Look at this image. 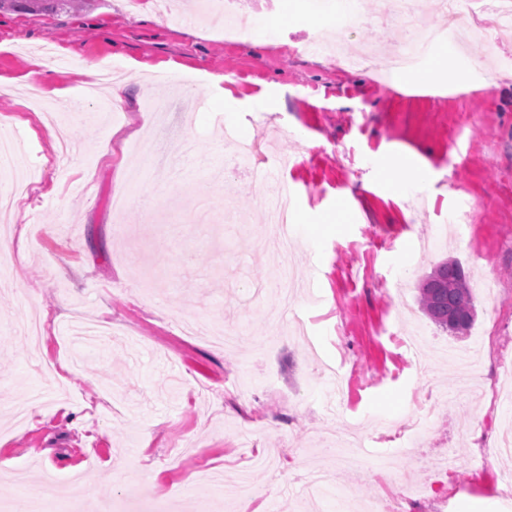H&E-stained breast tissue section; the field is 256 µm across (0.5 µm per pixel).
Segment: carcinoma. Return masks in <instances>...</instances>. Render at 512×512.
Here are the masks:
<instances>
[{"label": "carcinoma", "mask_w": 512, "mask_h": 512, "mask_svg": "<svg viewBox=\"0 0 512 512\" xmlns=\"http://www.w3.org/2000/svg\"><path fill=\"white\" fill-rule=\"evenodd\" d=\"M86 0H0V11L40 14L80 8ZM419 302L426 316L458 337L468 334L475 321L470 279L455 261L437 265L419 288Z\"/></svg>", "instance_id": "carcinoma-1"}]
</instances>
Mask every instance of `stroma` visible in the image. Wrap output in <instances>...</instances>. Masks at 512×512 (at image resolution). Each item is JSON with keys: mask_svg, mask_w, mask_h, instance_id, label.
Returning a JSON list of instances; mask_svg holds the SVG:
<instances>
[{"mask_svg": "<svg viewBox=\"0 0 512 512\" xmlns=\"http://www.w3.org/2000/svg\"><path fill=\"white\" fill-rule=\"evenodd\" d=\"M266 22L296 24L230 45L222 24L169 20L175 0H125L50 15L0 14V129L15 134L37 176L5 218L0 251V484L9 512H47L85 496L178 512L233 501L250 471L247 512H337L304 476L332 470L323 438L358 436L364 465L337 472L355 502L422 493L416 512H512L491 493L512 455V408L494 396L512 359V40L450 51L425 91L381 68L344 70L300 45L334 21L337 0H244ZM125 66L122 109L108 91L74 112L80 64ZM236 103L222 109L218 90ZM168 106L165 145L185 180L149 171L134 145ZM257 170H210L235 133ZM396 160L430 178L399 194L382 176ZM286 187L297 243L284 270L265 257L257 175ZM132 190L122 216L112 197ZM458 261L476 320L458 338L421 310L422 280ZM295 284L279 331L252 296L279 273ZM33 311L39 345L17 335ZM221 318L234 349L181 335L173 318ZM423 425L419 444L399 430ZM390 459L379 465L378 456ZM334 470V469H333Z\"/></svg>", "mask_w": 512, "mask_h": 512, "instance_id": "obj_1", "label": "stroma"}]
</instances>
